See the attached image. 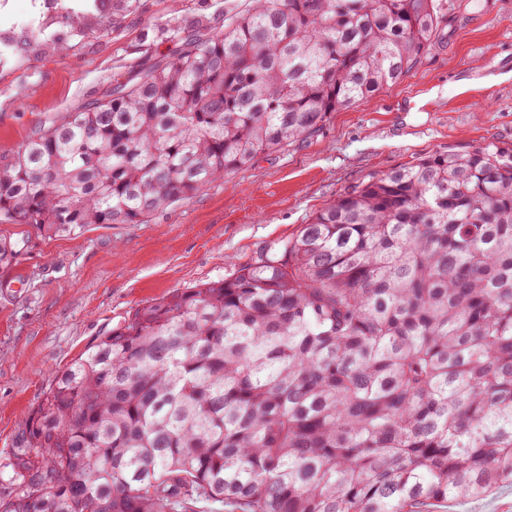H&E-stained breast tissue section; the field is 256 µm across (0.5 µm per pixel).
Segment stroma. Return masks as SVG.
Listing matches in <instances>:
<instances>
[{"label": "stroma", "mask_w": 512, "mask_h": 512, "mask_svg": "<svg viewBox=\"0 0 512 512\" xmlns=\"http://www.w3.org/2000/svg\"><path fill=\"white\" fill-rule=\"evenodd\" d=\"M230 0H140L116 30L62 52L0 61V157L38 126L100 98L113 79L179 47L181 22L224 28ZM447 37L397 84L331 113L145 224L46 234L0 223V458L23 416L91 341L142 303L224 278L372 173L451 145H512V0H449ZM430 512H512V484Z\"/></svg>", "instance_id": "1"}]
</instances>
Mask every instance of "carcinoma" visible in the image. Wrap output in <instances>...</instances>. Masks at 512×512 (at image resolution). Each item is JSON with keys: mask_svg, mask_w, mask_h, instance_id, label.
I'll list each match as a JSON object with an SVG mask.
<instances>
[{"mask_svg": "<svg viewBox=\"0 0 512 512\" xmlns=\"http://www.w3.org/2000/svg\"><path fill=\"white\" fill-rule=\"evenodd\" d=\"M447 26L448 0H241L35 128L0 161V223L144 224L399 82ZM0 467V512H421L512 483V147L371 174L230 276L142 304Z\"/></svg>", "mask_w": 512, "mask_h": 512, "instance_id": "carcinoma-1", "label": "carcinoma"}]
</instances>
